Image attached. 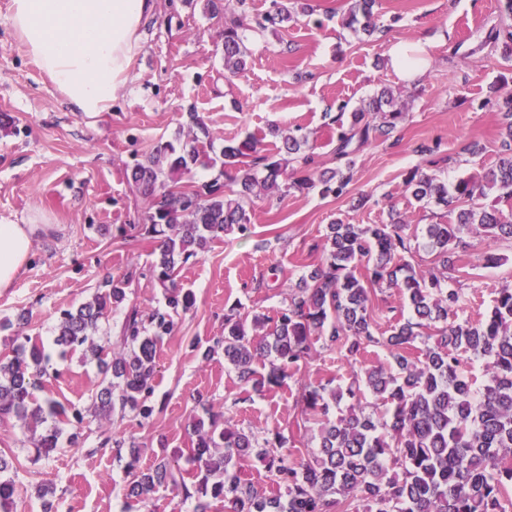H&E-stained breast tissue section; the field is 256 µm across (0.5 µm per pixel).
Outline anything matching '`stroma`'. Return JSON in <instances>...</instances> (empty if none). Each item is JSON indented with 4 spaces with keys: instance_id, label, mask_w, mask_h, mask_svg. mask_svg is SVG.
Here are the masks:
<instances>
[{
    "instance_id": "35a3bbf8",
    "label": "stroma",
    "mask_w": 512,
    "mask_h": 512,
    "mask_svg": "<svg viewBox=\"0 0 512 512\" xmlns=\"http://www.w3.org/2000/svg\"><path fill=\"white\" fill-rule=\"evenodd\" d=\"M155 2L128 84L111 111L89 116L71 111L27 55L10 23V0H0V221L19 224L38 214L46 223L35 234L29 264L0 293V353L11 350L17 335L51 347L60 310L90 298L108 274L130 277L129 304L145 312L156 306L159 292L142 274L155 243L131 230L144 223L148 203L129 175L158 143L188 137V113L200 115L219 147L250 134L273 153L281 133L301 129L319 173L336 166L324 115L339 104L357 107L387 86L407 117L395 143L375 142L358 155L348 194L254 199L249 232L212 242L179 271L196 304L158 347L155 398L162 411L146 424L131 415L112 422L135 437L145 466L164 447L188 457L192 419L206 407L258 434L299 417V380L245 396L223 354L202 360L191 342L223 335L232 309L274 315L289 286L323 261V251L308 247L322 242L327 224H384L393 209L415 236L424 225L446 222L443 210L422 207L407 192L406 173L430 167L452 182L493 166L499 107L512 98V49L488 39L492 27H512V14L501 12L498 0H377L383 29L370 37L342 26L348 0H306L309 12L295 11L277 28L261 25L271 0H246L254 28L246 34L247 66L235 76L224 72L223 16L206 14L201 0ZM424 38L427 68L416 82H405L390 68L387 49ZM423 143L433 147L432 156L418 153ZM473 143L479 156L466 151ZM362 195L368 202L360 208ZM495 251L503 263L494 268L469 255L458 263L470 298L465 315L474 321L498 290L512 288V243H497ZM389 363L381 347L357 363L324 351L305 378L347 384L360 370ZM65 369L37 398L86 408L101 380L96 366L76 353ZM97 426L86 418L79 443L61 441L50 459L39 461L31 432L14 419L0 424V449L19 462L14 479L22 512H43L35 494L40 484L54 488L52 512H125L127 478L112 453L93 452Z\"/></svg>"
}]
</instances>
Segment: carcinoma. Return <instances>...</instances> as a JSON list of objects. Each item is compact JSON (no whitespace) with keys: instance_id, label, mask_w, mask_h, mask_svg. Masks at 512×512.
<instances>
[{"instance_id":"obj_1","label":"carcinoma","mask_w":512,"mask_h":512,"mask_svg":"<svg viewBox=\"0 0 512 512\" xmlns=\"http://www.w3.org/2000/svg\"><path fill=\"white\" fill-rule=\"evenodd\" d=\"M352 2L346 24L368 34L378 30L377 0ZM290 4L271 0L264 22L288 23ZM249 25L243 12L225 18L224 70L230 75L246 69L243 31ZM188 116V140L177 147L158 144L131 173L134 188L150 206L146 223L130 228L157 243L148 274L164 305L146 316L129 307L122 351L109 360L94 336L108 313L127 300L129 280L105 279L92 300L60 313L53 348L62 361L79 350L97 362L103 378L92 410L101 420L128 414L142 422L153 419L158 345L173 334L175 317L195 306L194 294L177 279L178 270L197 261L211 242L246 231L247 205L261 192L345 195L362 147L389 139L405 113L384 87L347 120L330 118L339 164L319 175L309 169L305 136H282L280 150L300 159V167L288 173L287 159L262 152L252 136L210 156L208 127L196 113ZM501 124L494 167L452 185L421 167L407 174L412 197L445 210L449 220L425 228L431 255L427 269L411 263L413 236L394 210L386 224L333 223L324 243L311 245L323 248L325 262L289 288L288 303L276 316L225 317L216 345L224 348V360L240 385L254 391L284 385L320 349H340L355 361L372 347L388 350L389 368L367 369L346 387L321 380L302 383V416L318 426V448L305 454L288 447L291 429L261 440L212 416L195 418L194 469L186 477L178 456L166 448L142 467L133 437L100 427L95 450L114 448L120 459L121 449H129L128 508L169 489L193 501V512H215L217 503L224 512H506L512 488V288L497 292L484 318L448 322L467 305L452 275L456 255L475 251L483 265L495 266L501 257L491 244L512 239V209L477 203L494 188L499 198L512 199V100L504 105ZM216 164L219 172L210 181L181 184L192 168ZM384 286L398 290L409 315L398 317L387 309L383 330L371 304ZM257 327L266 332L251 334ZM418 341L423 348H417ZM470 360L484 364L486 381L478 390L466 374ZM59 376L41 345L20 342L12 354L0 356V424L16 418L33 429L47 425L35 446L38 460L58 447L64 427L71 426L70 442L82 437L81 411L71 414L60 401L35 396L48 378ZM367 393L384 408L383 416L367 411ZM251 459L271 474L276 492L262 493L242 477V463ZM16 469V457L0 450V512H17L19 491L10 476Z\"/></svg>"}]
</instances>
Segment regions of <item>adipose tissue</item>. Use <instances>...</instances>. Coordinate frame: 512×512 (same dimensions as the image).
I'll return each mask as SVG.
<instances>
[{"mask_svg":"<svg viewBox=\"0 0 512 512\" xmlns=\"http://www.w3.org/2000/svg\"><path fill=\"white\" fill-rule=\"evenodd\" d=\"M153 9L154 0H11L10 21L71 111L108 112ZM36 228L0 223V291L28 263Z\"/></svg>","mask_w":512,"mask_h":512,"instance_id":"adipose-tissue-1","label":"adipose tissue"}]
</instances>
